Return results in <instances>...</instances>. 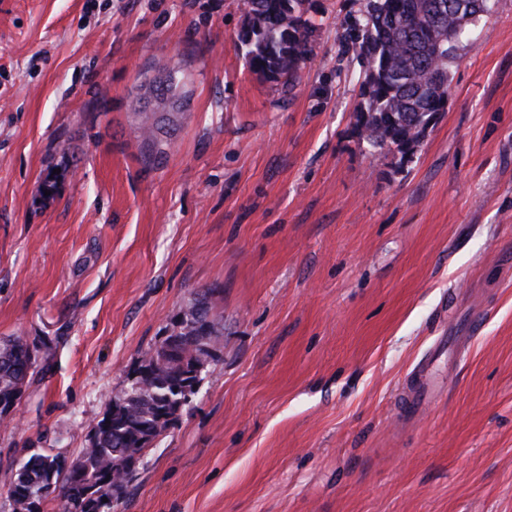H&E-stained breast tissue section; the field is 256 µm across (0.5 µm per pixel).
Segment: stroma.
Returning <instances> with one entry per match:
<instances>
[{"label":"stroma","instance_id":"35a3bbf8","mask_svg":"<svg viewBox=\"0 0 512 512\" xmlns=\"http://www.w3.org/2000/svg\"><path fill=\"white\" fill-rule=\"evenodd\" d=\"M492 4L405 160L355 130L340 34L363 0H309L287 97L235 46L240 0H0V340L55 351L0 424V512L26 449L80 455L204 289L218 358L115 512H512V0ZM162 69L189 110L148 166Z\"/></svg>","mask_w":512,"mask_h":512}]
</instances>
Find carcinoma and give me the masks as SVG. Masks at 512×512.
Here are the masks:
<instances>
[{
    "mask_svg": "<svg viewBox=\"0 0 512 512\" xmlns=\"http://www.w3.org/2000/svg\"><path fill=\"white\" fill-rule=\"evenodd\" d=\"M306 0H242L244 23L238 50L250 71L290 93L314 51L317 27L304 18ZM474 4L487 14L490 0H366L351 17L343 39L356 50L361 102L356 126L375 149L413 154L430 119L445 110L448 72L457 52L470 40V28L456 17L460 5ZM171 71L147 85L149 98L164 105L177 98ZM175 113L145 108L139 133L145 163L162 160L171 143ZM224 329L206 295L195 294L173 319L168 338L180 340V355L168 358L162 339L145 350L133 370L136 386L112 395L103 416L89 430L79 458L28 454L8 485L13 512H112L126 496L135 467L175 424L164 416L180 413L177 392L191 384L199 336L212 348ZM52 349L21 338L0 342V407L21 400L33 377L50 370ZM108 502H103V499Z\"/></svg>",
    "mask_w": 512,
    "mask_h": 512,
    "instance_id": "1",
    "label": "carcinoma"
}]
</instances>
